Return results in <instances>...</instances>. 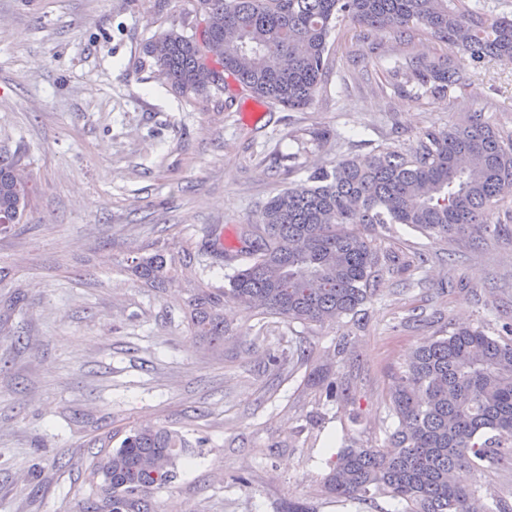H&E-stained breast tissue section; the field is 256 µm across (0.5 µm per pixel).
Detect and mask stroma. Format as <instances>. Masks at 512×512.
Masks as SVG:
<instances>
[{"mask_svg": "<svg viewBox=\"0 0 512 512\" xmlns=\"http://www.w3.org/2000/svg\"><path fill=\"white\" fill-rule=\"evenodd\" d=\"M181 22L175 0H0V146L19 151L34 187L27 221L0 233V512H79L82 460L133 424L191 443L176 482L153 494L155 512H402L387 497L336 502L322 488L325 461L383 445L393 377L439 322L491 331L512 314V220L478 244L377 229L407 264L379 281L340 362V326L262 323L237 308L212 345L182 321L184 280L143 287L127 259L184 250L202 279L227 286L241 265L238 227L283 173L305 180L468 110L512 123V64L488 61L454 102L425 105L382 87L374 59L398 55V40L346 21L330 38L326 90L304 111L232 81L222 96L186 99L141 53ZM323 128L337 147H298ZM416 251L426 265L410 264ZM414 307L420 321L402 324ZM302 341L309 362L276 364ZM320 370L346 377L348 396L321 399Z\"/></svg>", "mask_w": 512, "mask_h": 512, "instance_id": "stroma-1", "label": "stroma"}]
</instances>
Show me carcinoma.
<instances>
[{"mask_svg":"<svg viewBox=\"0 0 512 512\" xmlns=\"http://www.w3.org/2000/svg\"><path fill=\"white\" fill-rule=\"evenodd\" d=\"M190 31L171 27L143 45L151 66L176 94L224 92V75L240 88L291 111L310 107L328 72L332 29L350 20L397 37L414 29L434 42L455 41L468 67L401 53L385 69L395 92L446 100L464 89L488 58L512 59V14L496 15L481 0H186ZM213 23L204 41L198 18ZM20 157L0 147V232L27 218L33 190L17 186ZM512 201V128L482 111L458 113L448 129L428 127L407 146L387 144L336 160L302 182H290L254 220L238 230L240 269L215 287L197 275L194 258L160 246L134 256L141 284L155 288L181 276L189 293V330L224 341V307L274 316L308 328L342 322L363 326L376 284L395 269L365 231L406 224L446 239L491 231ZM361 225L362 229L355 228ZM327 399L348 385L324 375ZM394 428L383 448L341 449L329 461L326 493L404 503L405 512H512V505L457 481V471H480L512 455V322L496 335L454 326L419 345L389 393ZM98 440L85 477L92 479L82 512H154L150 496L176 479L188 448L166 427H132L119 446Z\"/></svg>","mask_w":512,"mask_h":512,"instance_id":"1","label":"carcinoma"}]
</instances>
